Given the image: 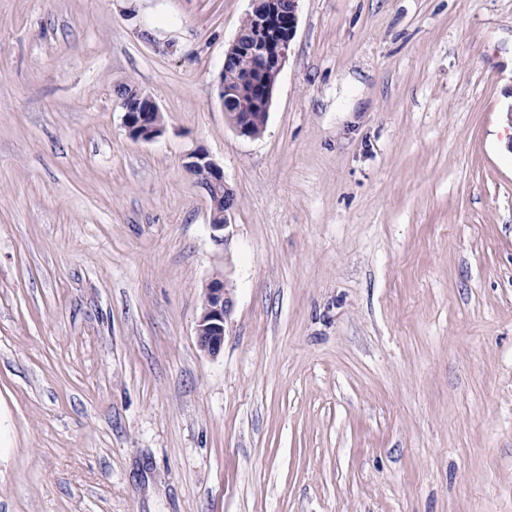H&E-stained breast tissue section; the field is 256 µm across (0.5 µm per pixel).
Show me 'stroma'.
Wrapping results in <instances>:
<instances>
[{
	"instance_id": "35a3bbf8",
	"label": "stroma",
	"mask_w": 512,
	"mask_h": 512,
	"mask_svg": "<svg viewBox=\"0 0 512 512\" xmlns=\"http://www.w3.org/2000/svg\"><path fill=\"white\" fill-rule=\"evenodd\" d=\"M251 7L0 0V512H512V0H300L253 139ZM252 11L242 22L236 36L225 51V69L218 77V97L224 110L225 121L239 135L254 138L263 131L268 111L258 105L260 94L266 108L271 106L279 75L285 65L291 50L297 24L298 0H254ZM236 55L248 56L252 66L244 82L252 85L239 87L238 93L231 106L228 96H224V87L234 88L238 68L249 65L248 61L230 59ZM230 59V60H229ZM229 60V61H228ZM223 94V96H222ZM234 109V110H233ZM237 112H236V111ZM250 118L251 127L243 118ZM252 128V130H251ZM254 132V133H253ZM123 125L129 138L137 142H153L166 132L163 116L157 103L139 92L135 104L121 102ZM188 161L185 163L187 170L194 172L201 177L205 186H208L213 179L211 186L208 188L207 193L210 199V228L212 230V237L217 242H226L232 236L231 227V214L234 208V195L231 189L224 181V170L216 163L209 154L204 150H195L187 155ZM211 170V172L208 169ZM224 188V203L220 201V190ZM229 288L225 277L212 278L204 288L205 298L195 335L200 349L210 356H217L224 346V322L233 306Z\"/></svg>"
}]
</instances>
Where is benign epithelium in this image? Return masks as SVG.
Here are the masks:
<instances>
[{"instance_id":"7a95c632","label":"benign epithelium","mask_w":512,"mask_h":512,"mask_svg":"<svg viewBox=\"0 0 512 512\" xmlns=\"http://www.w3.org/2000/svg\"><path fill=\"white\" fill-rule=\"evenodd\" d=\"M298 0H254L249 13L252 24L246 30H238L225 51L224 60L245 55L252 66L244 81L259 87L262 102L271 106L279 75L291 50L297 24ZM219 101L225 121L239 135L253 138L243 115L231 106L224 95V74L218 77ZM123 125L129 138L137 142H153L166 132L163 116L157 103L148 95L139 94L135 104L121 102ZM187 170L197 168L211 170L213 179L207 189L210 199V228L213 238L226 242L232 236L231 214L234 195L224 181V170L209 154L195 150L187 155ZM233 306L232 294L225 278H213L205 286L202 312L197 318L195 335L201 350L210 356L218 355L224 346V322Z\"/></svg>"}]
</instances>
